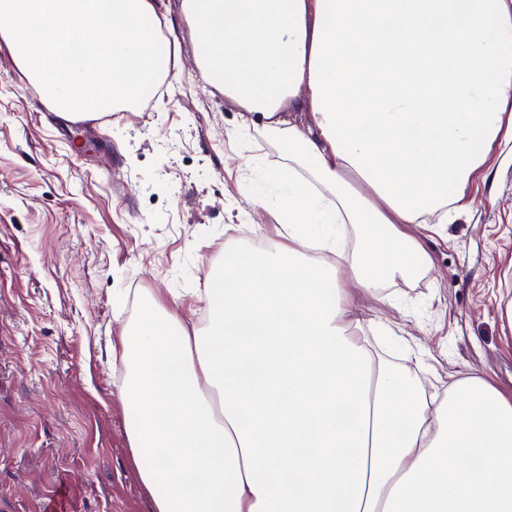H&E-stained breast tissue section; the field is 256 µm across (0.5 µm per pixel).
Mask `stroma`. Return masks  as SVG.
Instances as JSON below:
<instances>
[{
  "mask_svg": "<svg viewBox=\"0 0 512 512\" xmlns=\"http://www.w3.org/2000/svg\"><path fill=\"white\" fill-rule=\"evenodd\" d=\"M174 23L177 60L134 108L77 126L42 104L0 42V512H149L129 459L112 355L142 299L197 328L201 295L224 248L272 227L244 186L251 164L281 160L238 106L205 83L183 0H157ZM475 203L445 224L410 225L432 266L388 281L396 306L359 302L384 357L423 384L479 375L512 390V153L471 186Z\"/></svg>",
  "mask_w": 512,
  "mask_h": 512,
  "instance_id": "obj_1",
  "label": "stroma"
}]
</instances>
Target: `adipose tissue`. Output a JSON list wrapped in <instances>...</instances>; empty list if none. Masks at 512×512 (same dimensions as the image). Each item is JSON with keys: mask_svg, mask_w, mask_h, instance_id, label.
<instances>
[{"mask_svg": "<svg viewBox=\"0 0 512 512\" xmlns=\"http://www.w3.org/2000/svg\"><path fill=\"white\" fill-rule=\"evenodd\" d=\"M203 80L284 148L277 227L224 248L206 331L148 298L121 332L151 512H512V392L429 393L355 295L431 264L406 230L471 208L512 143V0H183ZM309 113L282 119L284 106Z\"/></svg>", "mask_w": 512, "mask_h": 512, "instance_id": "adipose-tissue-1", "label": "adipose tissue"}]
</instances>
